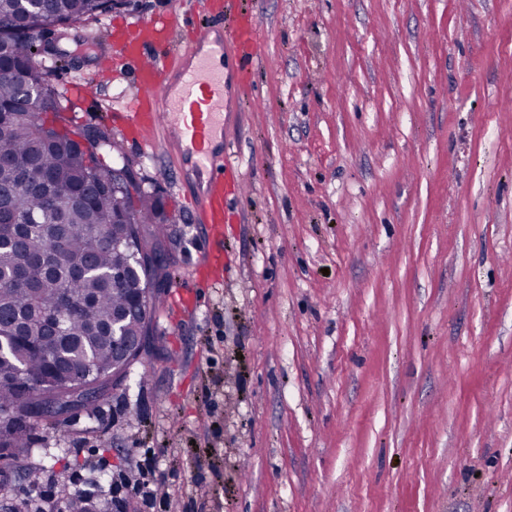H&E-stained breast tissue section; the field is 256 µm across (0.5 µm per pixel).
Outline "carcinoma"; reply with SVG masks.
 Returning <instances> with one entry per match:
<instances>
[{"instance_id":"carcinoma-1","label":"carcinoma","mask_w":512,"mask_h":512,"mask_svg":"<svg viewBox=\"0 0 512 512\" xmlns=\"http://www.w3.org/2000/svg\"><path fill=\"white\" fill-rule=\"evenodd\" d=\"M126 6V0H43L20 16L19 0H0V448L30 447L32 421L58 379L86 366L107 395L121 367L112 343V317L126 335L143 337L152 311L132 309L135 295L153 289L157 301L170 265L152 254L165 243L167 217L152 192L131 195L107 162L118 150L98 128L69 129L56 71L38 64L37 36L55 27L63 37L86 18ZM47 92L50 103L32 114L9 112L20 83ZM69 195L62 207L57 197ZM116 218L112 240L96 225ZM130 266L121 278L112 268Z\"/></svg>"}]
</instances>
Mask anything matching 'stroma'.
<instances>
[{"mask_svg":"<svg viewBox=\"0 0 512 512\" xmlns=\"http://www.w3.org/2000/svg\"><path fill=\"white\" fill-rule=\"evenodd\" d=\"M261 54L224 71V269L140 95L102 69L112 20L57 74L161 197L174 276L105 401L0 453V512H108L154 451L167 512H512V0H240Z\"/></svg>","mask_w":512,"mask_h":512,"instance_id":"1","label":"stroma"}]
</instances>
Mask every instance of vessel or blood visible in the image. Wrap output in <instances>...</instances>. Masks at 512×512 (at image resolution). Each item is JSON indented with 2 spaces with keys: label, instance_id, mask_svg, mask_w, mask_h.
Instances as JSON below:
<instances>
[{
  "label": "vessel or blood",
  "instance_id": "1",
  "mask_svg": "<svg viewBox=\"0 0 512 512\" xmlns=\"http://www.w3.org/2000/svg\"><path fill=\"white\" fill-rule=\"evenodd\" d=\"M178 22L173 14L116 28L115 51L143 90L128 102L123 119L142 147H154L161 137L186 158L196 219L206 228V260L219 267L224 263V155L213 149L212 139L224 130V61L204 46L219 35L234 46L239 66H246L258 56L256 23L241 13L228 31L202 25L187 31L182 48L171 54L166 47Z\"/></svg>",
  "mask_w": 512,
  "mask_h": 512
}]
</instances>
